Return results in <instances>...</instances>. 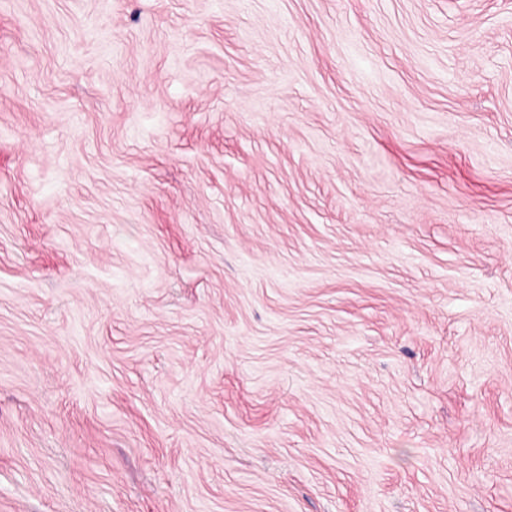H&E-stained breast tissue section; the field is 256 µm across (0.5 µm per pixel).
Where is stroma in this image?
Returning a JSON list of instances; mask_svg holds the SVG:
<instances>
[{
    "label": "stroma",
    "instance_id": "obj_1",
    "mask_svg": "<svg viewBox=\"0 0 512 512\" xmlns=\"http://www.w3.org/2000/svg\"><path fill=\"white\" fill-rule=\"evenodd\" d=\"M0 512H512V0H0Z\"/></svg>",
    "mask_w": 512,
    "mask_h": 512
}]
</instances>
